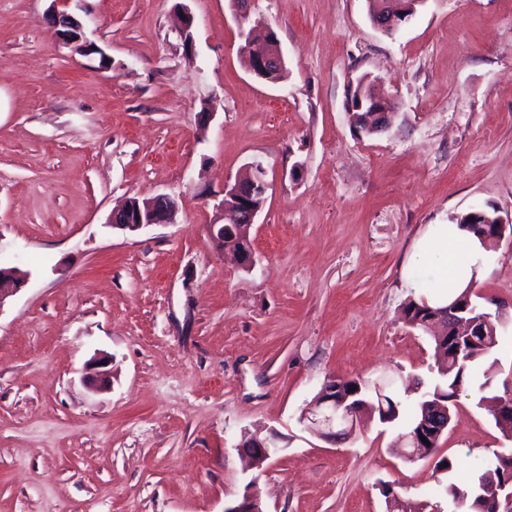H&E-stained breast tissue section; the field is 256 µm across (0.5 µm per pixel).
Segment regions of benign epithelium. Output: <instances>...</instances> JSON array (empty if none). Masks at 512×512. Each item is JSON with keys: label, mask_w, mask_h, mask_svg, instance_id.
Wrapping results in <instances>:
<instances>
[{"label": "benign epithelium", "mask_w": 512, "mask_h": 512, "mask_svg": "<svg viewBox=\"0 0 512 512\" xmlns=\"http://www.w3.org/2000/svg\"><path fill=\"white\" fill-rule=\"evenodd\" d=\"M425 3V0H387L378 6L371 16L373 25L381 32L392 35L398 31L403 22L412 16L416 7ZM51 24L55 34L64 42L85 55L96 52L92 44L84 40L83 25L72 14L62 10L53 11ZM246 63L248 70L258 79L277 84L281 82L279 75L285 70L284 54L281 44L273 32H268L261 42H255L245 37ZM393 116V110L387 101L374 96L373 107L367 115V126L378 123V128L388 127ZM266 171L259 165L251 167L249 176L238 179L224 187V199L216 208L212 224L208 231L216 247L222 252H230L244 267H251L253 254L250 241L243 238L240 246L224 244V225L244 224L248 227L255 223V219L262 205L253 203V199H264L268 183L265 179ZM177 201L166 195L159 194L143 200H132L122 209L112 213L110 224L114 228L136 232L155 224H167L172 219ZM28 273L17 268L0 267V308L6 300L14 296L27 280ZM458 310L449 305L433 308L425 320L428 327H438L443 334H448L453 328ZM108 361L99 358L92 360L86 367L85 381L93 387L105 388L110 385V371L107 369ZM441 414L443 418L436 420L435 428L431 431L429 439L436 441L447 430L451 423L448 408L437 402L426 405L425 415ZM362 410L357 406L346 404V400L336 395V379H327L316 397L313 409L304 413L302 419L310 423V431L327 441L336 440V434L351 436L359 427ZM408 442V449L402 451L403 457L408 460L423 459L431 449L425 446L417 436L403 437ZM224 512H266L256 486L251 481L241 501L224 508ZM485 512H512V487L505 485L492 489L491 495L486 497Z\"/></svg>", "instance_id": "benign-epithelium-1"}]
</instances>
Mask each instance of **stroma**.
I'll list each match as a JSON object with an SVG mask.
<instances>
[{"label": "stroma", "instance_id": "stroma-1", "mask_svg": "<svg viewBox=\"0 0 512 512\" xmlns=\"http://www.w3.org/2000/svg\"><path fill=\"white\" fill-rule=\"evenodd\" d=\"M54 7L0 0V266L28 273L0 307V512H224L253 479L267 512H387V487L459 512L436 458L463 486L512 449L476 386L432 459L405 460L375 418L330 443L300 417L330 377L392 378L408 419L431 388L402 262L427 225L512 217V0H425L392 36L367 0H249L284 52L275 85L244 64L233 0H68L88 56ZM363 78L395 105L385 131L351 123ZM251 163L270 187L246 270L207 226ZM157 194L172 223L110 225ZM487 268L472 293L500 325L507 397L512 236ZM97 355L102 391L82 381ZM248 432L268 444L258 476ZM51 24L55 29L54 33L64 44L70 45L75 48L76 51L84 55L97 52L92 43H87V41L84 40L83 25L81 22L66 10L53 11Z\"/></svg>", "mask_w": 512, "mask_h": 512}]
</instances>
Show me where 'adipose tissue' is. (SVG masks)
Instances as JSON below:
<instances>
[{"mask_svg": "<svg viewBox=\"0 0 512 512\" xmlns=\"http://www.w3.org/2000/svg\"><path fill=\"white\" fill-rule=\"evenodd\" d=\"M485 254L479 240L457 223L431 224L416 239L408 263L433 267L435 285L424 300L444 307L484 276Z\"/></svg>", "mask_w": 512, "mask_h": 512, "instance_id": "adipose-tissue-1", "label": "adipose tissue"}]
</instances>
